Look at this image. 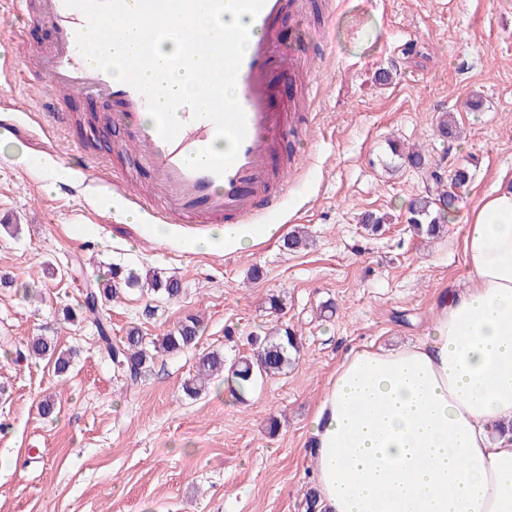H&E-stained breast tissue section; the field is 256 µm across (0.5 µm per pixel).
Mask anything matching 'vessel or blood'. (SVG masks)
I'll use <instances>...</instances> for the list:
<instances>
[{
	"label": "vessel or blood",
	"mask_w": 512,
	"mask_h": 512,
	"mask_svg": "<svg viewBox=\"0 0 512 512\" xmlns=\"http://www.w3.org/2000/svg\"><path fill=\"white\" fill-rule=\"evenodd\" d=\"M31 22L50 28L53 40L36 56L21 52L19 62H32L36 78L50 89L47 110L55 125L66 126V104L90 96L110 106V121L123 131L121 150L129 152L149 173L148 194L124 191L133 207L149 211L152 220L184 224H277L282 220V192L274 180H287L289 169L281 145L291 133L297 111L279 96L282 83L299 76L297 55L282 40L287 17L304 18V0H265L253 20L249 43L239 67L237 99L247 120V135L238 155L223 176L189 169L185 160L215 139V127L193 119L189 106L176 114L184 127L173 141H165L155 127L145 126V98L131 85L115 79L87 61L76 35L85 16L66 7L64 0H16Z\"/></svg>",
	"instance_id": "vessel-or-blood-1"
}]
</instances>
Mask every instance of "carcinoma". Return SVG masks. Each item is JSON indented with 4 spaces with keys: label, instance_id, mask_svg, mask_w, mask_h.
<instances>
[{
    "label": "carcinoma",
    "instance_id": "obj_1",
    "mask_svg": "<svg viewBox=\"0 0 512 512\" xmlns=\"http://www.w3.org/2000/svg\"><path fill=\"white\" fill-rule=\"evenodd\" d=\"M406 158L414 167L423 170L426 179L436 186L435 190L415 199L409 206L413 229L419 234L433 236L440 231L445 219L456 211L461 194L471 181L470 169L462 166L445 177L437 168L428 166L419 149L409 151ZM134 287L145 288L154 296L167 300H173L181 293V283L176 278L154 272L143 279L133 272L126 275L114 267L109 277L85 289L81 304L82 312L95 315L99 349L112 364L114 374L131 384L138 383L150 370L157 355L177 354L191 348L196 345L201 332V319L189 315L159 338L146 337L133 327L126 336L113 339L110 322L103 311L104 303L118 298L123 289ZM249 343L252 352L235 358L229 364L220 351L204 355L199 360L196 375L185 382L184 394L190 398L199 396L208 381L226 371L230 374L228 387L241 397L259 379L280 374L295 364L302 352L301 338L286 326L276 325L263 336H251ZM26 352L31 358L51 360L59 375L65 374L71 366V355L57 350L56 345L44 336L31 337Z\"/></svg>",
    "mask_w": 512,
    "mask_h": 512
}]
</instances>
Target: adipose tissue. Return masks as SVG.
<instances>
[{
	"mask_svg": "<svg viewBox=\"0 0 512 512\" xmlns=\"http://www.w3.org/2000/svg\"><path fill=\"white\" fill-rule=\"evenodd\" d=\"M273 224L191 241L237 249ZM468 274L440 293L418 344L347 353L307 443L320 512H512V186L464 235Z\"/></svg>",
	"mask_w": 512,
	"mask_h": 512,
	"instance_id": "ef3b65f1",
	"label": "adipose tissue"
}]
</instances>
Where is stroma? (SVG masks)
<instances>
[{
    "instance_id": "35a3bbf8",
    "label": "stroma",
    "mask_w": 512,
    "mask_h": 512,
    "mask_svg": "<svg viewBox=\"0 0 512 512\" xmlns=\"http://www.w3.org/2000/svg\"><path fill=\"white\" fill-rule=\"evenodd\" d=\"M286 45L311 61L315 99L290 140L303 169L288 183L277 233L242 250L195 252L206 224H171L168 238L110 208L113 193L87 160L96 99L69 102L59 136L43 113L45 89L23 67H2L18 38L48 46L47 27L0 0V101L26 111L0 129V512H305L313 486L310 420L344 355L374 343L414 344L429 332L438 295L467 274L463 231L499 183L512 182V0H314ZM391 73L378 81L379 70ZM461 134L438 136L444 114ZM422 147L442 173L473 179L438 236L415 232L408 205L423 172L391 145ZM53 154L68 185H49L33 160ZM387 215L378 231L366 213ZM305 231L309 244L282 242ZM181 282L160 300L137 289L105 304L114 337L138 327L157 337L198 314L197 345L159 357L137 385L117 381L92 318L62 310L112 265ZM287 305L274 313L270 295ZM285 324L302 336L298 364L258 381L244 401L223 379L188 398L200 357L249 353L248 337ZM41 335L74 350L52 363L20 358ZM54 397L50 417L38 406ZM277 431H270V422Z\"/></svg>"
}]
</instances>
